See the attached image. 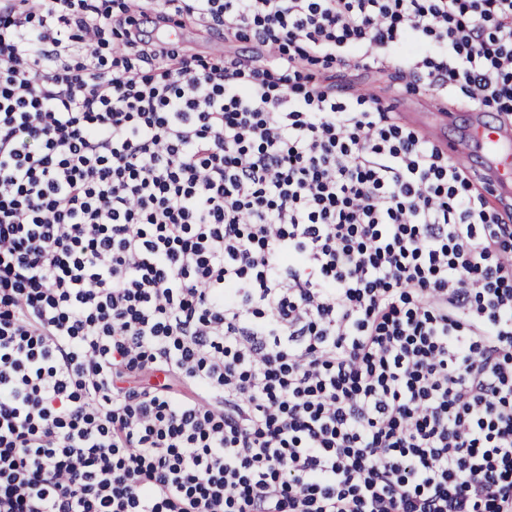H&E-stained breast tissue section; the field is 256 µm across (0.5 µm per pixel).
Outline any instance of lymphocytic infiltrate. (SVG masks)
Masks as SVG:
<instances>
[{"label": "lymphocytic infiltrate", "instance_id": "lymphocytic-infiltrate-1", "mask_svg": "<svg viewBox=\"0 0 512 512\" xmlns=\"http://www.w3.org/2000/svg\"><path fill=\"white\" fill-rule=\"evenodd\" d=\"M335 65L512 123V0H0V512H512V208ZM338 68L329 72L336 74V82L339 84H352L356 87L370 88L371 92L380 96H386L392 83V71L387 68L384 71L363 70L351 67L345 72L337 73Z\"/></svg>", "mask_w": 512, "mask_h": 512}]
</instances>
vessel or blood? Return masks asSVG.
Instances as JSON below:
<instances>
[{
	"label": "vessel or blood",
	"instance_id": "b4317fda",
	"mask_svg": "<svg viewBox=\"0 0 512 512\" xmlns=\"http://www.w3.org/2000/svg\"><path fill=\"white\" fill-rule=\"evenodd\" d=\"M474 146L482 154L483 171L490 183V202L512 197V129L485 121L482 113L471 115V123L461 136L445 139L449 154Z\"/></svg>",
	"mask_w": 512,
	"mask_h": 512
}]
</instances>
